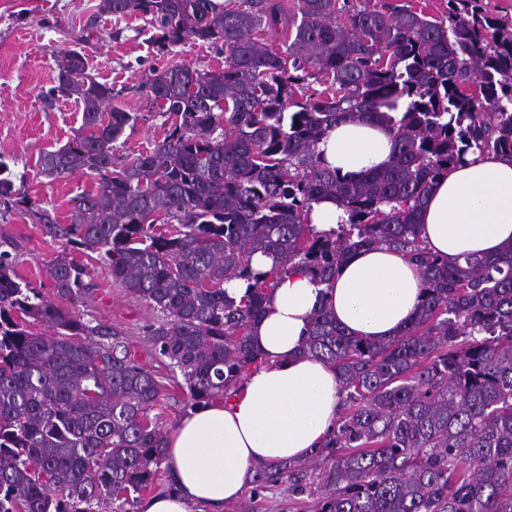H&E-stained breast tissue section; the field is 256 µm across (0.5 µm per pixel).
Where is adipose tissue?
I'll use <instances>...</instances> for the list:
<instances>
[{
	"mask_svg": "<svg viewBox=\"0 0 512 512\" xmlns=\"http://www.w3.org/2000/svg\"><path fill=\"white\" fill-rule=\"evenodd\" d=\"M339 123L318 145L326 163L358 176L386 166L394 121ZM432 253L489 257L512 247V159L469 154L433 186L419 219ZM423 288L417 268L399 251L381 248L352 257L329 283L302 267L289 270L252 331L266 356L228 402L189 411L166 440L173 491L148 499L141 512H224L243 493L253 463L306 457L336 424L342 394L335 371L303 355L315 308L326 305L346 332L379 341L410 322Z\"/></svg>",
	"mask_w": 512,
	"mask_h": 512,
	"instance_id": "obj_1",
	"label": "adipose tissue"
}]
</instances>
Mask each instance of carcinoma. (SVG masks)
Segmentation results:
<instances>
[{"mask_svg": "<svg viewBox=\"0 0 512 512\" xmlns=\"http://www.w3.org/2000/svg\"><path fill=\"white\" fill-rule=\"evenodd\" d=\"M139 15L162 54L192 40L224 55L218 70L174 62L142 75L170 120L151 150L116 157L138 115L112 105L81 49L55 50L58 85L82 126L43 154L53 179L97 178L71 222L14 190L0 164V219L27 215L68 251L46 269L59 299L19 280L18 241L0 227V512H96L153 488L165 440L149 416L164 386L124 349L123 332L70 305L90 296L95 254L112 279L163 314L144 327L179 369L191 405L231 397L265 361L252 340L277 280L295 266L330 282L361 251L407 254L422 277L415 317L389 339L347 333L325 307L304 352L329 364L344 394L322 458L315 512H512V249L461 262L428 252L418 218L436 181L478 151L512 158V21L484 0H446L439 18L372 0H99ZM284 47H278V41ZM323 95L296 97L307 80ZM394 124L389 166L348 178L317 150L338 122ZM348 222L318 234L313 203ZM177 224L174 235L162 226ZM271 258L266 270L255 254ZM237 280L242 294L224 284ZM52 334L27 329L22 318ZM308 461L261 463L259 492H309Z\"/></svg>", "mask_w": 512, "mask_h": 512, "instance_id": "obj_1", "label": "carcinoma"}]
</instances>
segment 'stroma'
Masks as SVG:
<instances>
[{
	"label": "stroma",
	"mask_w": 512,
	"mask_h": 512,
	"mask_svg": "<svg viewBox=\"0 0 512 512\" xmlns=\"http://www.w3.org/2000/svg\"><path fill=\"white\" fill-rule=\"evenodd\" d=\"M98 2L0 0V163L8 168L15 190L50 209L63 224L70 221L72 198L92 189L95 181L82 173L54 180L41 171L42 155L64 145L82 124L75 98L61 96L50 103L44 99L46 91L57 84L55 48L83 43L89 75L117 89L115 105L139 113L138 123L119 149L123 156L153 147L167 128L140 88L145 69L173 61L212 68L224 64L223 56L191 41L175 47L173 53L156 54L140 18L98 14ZM5 229L23 245L16 266L20 277L39 285L46 299L55 300L45 270L62 252L61 242L46 237L40 225L21 215L12 216ZM74 258L90 267L96 285L94 295L77 305V312L122 329L132 357L165 387L158 423L164 432H172L189 410V392L182 376L171 371L166 358L151 352L142 334L145 325L158 319V312L113 281L108 270L92 258L79 252ZM224 512L312 509L310 498H289L286 485L280 484L259 493L246 488L241 498L225 505Z\"/></svg>",
	"instance_id": "1"
}]
</instances>
